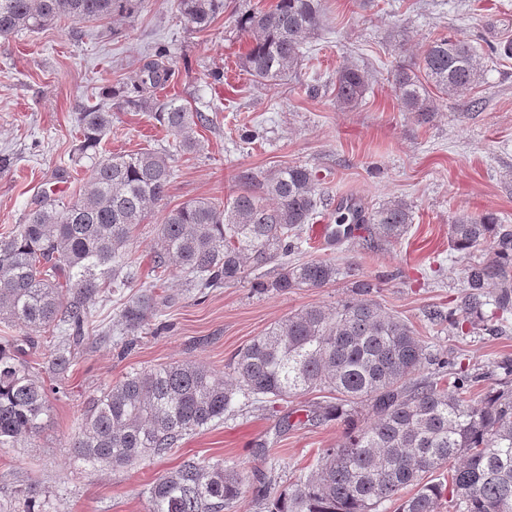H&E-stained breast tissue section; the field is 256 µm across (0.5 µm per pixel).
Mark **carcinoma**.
Returning a JSON list of instances; mask_svg holds the SVG:
<instances>
[{
    "instance_id": "obj_1",
    "label": "carcinoma",
    "mask_w": 512,
    "mask_h": 512,
    "mask_svg": "<svg viewBox=\"0 0 512 512\" xmlns=\"http://www.w3.org/2000/svg\"><path fill=\"white\" fill-rule=\"evenodd\" d=\"M141 0H0V38L35 32L61 18L95 21L129 15ZM222 0H177L179 12L204 30ZM322 0H275L270 8L243 14L240 31L249 38L242 57L246 71L264 86H275L301 62L303 45L319 25ZM482 57L468 43L441 36L418 68L398 65L394 86L406 112L428 122L435 96L459 95L481 82ZM175 76L165 46L135 72L131 84L109 86L112 100L126 110H146L173 136L175 153L197 152L198 129L213 117L156 91ZM362 71L336 74V104L356 103L366 90ZM80 155L92 160L83 192L67 203L46 202L26 221L0 233V321L20 322L50 336L42 368L25 358L23 345L35 341L0 337V445L37 435L48 416L42 371L59 380L86 344L90 306L104 293L138 287L128 244L136 225L164 201L172 176L170 152L142 149L105 154L100 145L112 113L91 107L79 113ZM315 172L304 165L283 167L228 201L200 198L168 211L153 254L162 277L181 268L188 288L200 294L246 277L270 263L277 275L261 291L323 288L352 277L330 259L290 261L302 250L303 226L320 204ZM337 224H370L386 241L403 238L413 224L412 207L394 199L366 213L349 202ZM452 248L468 254L484 245L495 258L469 262L464 313L482 314L485 289L499 288L496 307L512 309V232L492 213L460 214L450 225ZM373 285L355 281L353 296L333 309L307 307L270 325L235 356L232 378L220 380L206 367L174 362L136 372L90 399L70 448L91 464L128 465L164 456L224 414L236 395L288 401L313 389L336 394V404L315 416L349 429L338 448H324L315 470L280 492L263 491L266 512H378L396 501V512H438L443 484L430 477L448 467L453 512H512V390L490 391L476 400L477 377L461 374L442 384L418 378L426 348L407 320L385 312L370 298ZM172 297L140 290L116 321L120 335L149 325L158 305ZM368 407L370 422L358 427L356 405ZM247 476L223 463L183 458L176 469L148 489V512H224L239 500ZM32 488L17 492L18 512H43Z\"/></svg>"
}]
</instances>
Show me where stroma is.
Here are the masks:
<instances>
[{"label": "stroma", "instance_id": "35a3bbf8", "mask_svg": "<svg viewBox=\"0 0 512 512\" xmlns=\"http://www.w3.org/2000/svg\"><path fill=\"white\" fill-rule=\"evenodd\" d=\"M272 0H224L210 28L198 30L175 0H142L129 15L98 22L56 21L34 33L0 39V153L14 167L0 173V230L23 223L43 197L68 202L84 190L91 162L79 158L77 118L84 109L109 106L107 83L126 82L168 46L175 60L165 95L208 105L214 118L201 132L203 151L171 158L173 177L165 200L137 225L129 258L138 282L171 296L155 329L120 340L88 342L65 380L50 382L43 430L15 447H0V506L16 490L35 486L45 512H148L146 491L183 457L221 460L247 472L245 494L230 512H263L261 481L284 489L307 475L325 448L345 437L339 421L308 420L313 403L331 400L315 390L284 404L237 399L233 415L186 436L163 457L132 466L84 465L70 444L88 400L126 375L160 364L193 361L224 375L234 354L275 321L298 310L333 308L351 294L353 279L370 281L371 297L408 320L438 359L482 374L481 396L512 388L500 370L512 359V312L482 308L480 326L454 329L432 320L433 310L462 301L463 259L452 249L449 227L462 213L498 215L512 225V59L496 60L493 47L512 41V0H322L319 27L306 40L305 58L284 83L256 85L241 58L248 37L237 16ZM469 42L483 53L484 76L474 89L437 99L431 122L402 111L391 83L396 65L417 63L439 36ZM365 72L357 104H336L339 69ZM170 135L144 112L113 111L103 153L167 149ZM304 165L320 177L328 202L315 224H329L342 200L372 211L388 201L411 204L407 235L388 242L357 230L331 245L305 225L304 258L350 265L356 278L323 288L262 292L275 265L250 269L245 279L211 289L206 298L188 292L184 275L170 269L155 281L152 255L166 211L198 199L223 200L241 191L245 175L264 176L286 165ZM290 425L280 428L281 418Z\"/></svg>", "mask_w": 512, "mask_h": 512}]
</instances>
